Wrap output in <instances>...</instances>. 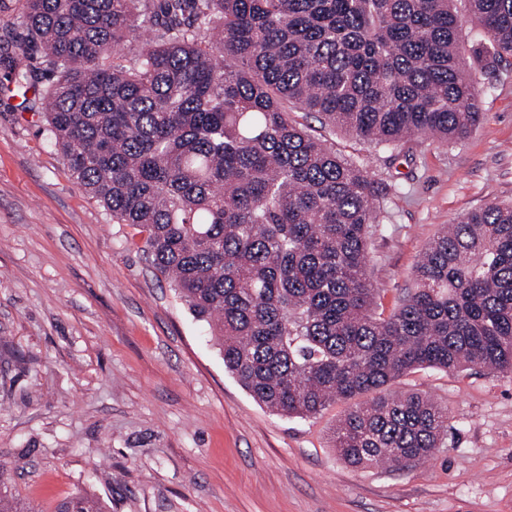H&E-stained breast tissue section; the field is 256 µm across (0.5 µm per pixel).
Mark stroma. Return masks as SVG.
<instances>
[{"mask_svg": "<svg viewBox=\"0 0 512 512\" xmlns=\"http://www.w3.org/2000/svg\"><path fill=\"white\" fill-rule=\"evenodd\" d=\"M465 138L378 151L314 115L376 180L373 276L391 312L443 225L512 201V57L479 72ZM39 110L0 98V462L37 512L85 491L106 512H512V375L394 381L448 409V444L403 469L335 448L349 408L288 418L256 403L143 251L144 236L73 181Z\"/></svg>", "mask_w": 512, "mask_h": 512, "instance_id": "1", "label": "stroma"}]
</instances>
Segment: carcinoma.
<instances>
[{"label": "carcinoma", "instance_id": "obj_1", "mask_svg": "<svg viewBox=\"0 0 512 512\" xmlns=\"http://www.w3.org/2000/svg\"><path fill=\"white\" fill-rule=\"evenodd\" d=\"M0 72L37 96L71 177L146 234L155 270L259 404L336 430L355 467H409L448 412L388 386L419 369L512 374V203L444 228L378 312L384 186L294 111L380 150L479 124L476 72L512 56V0H19ZM0 512H36L0 462ZM56 512H104L77 492Z\"/></svg>", "mask_w": 512, "mask_h": 512}]
</instances>
